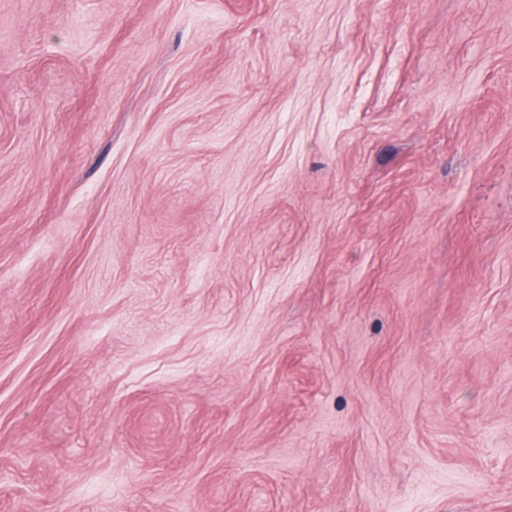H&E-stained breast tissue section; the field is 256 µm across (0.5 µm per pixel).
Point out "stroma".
<instances>
[{
    "instance_id": "35a3bbf8",
    "label": "stroma",
    "mask_w": 512,
    "mask_h": 512,
    "mask_svg": "<svg viewBox=\"0 0 512 512\" xmlns=\"http://www.w3.org/2000/svg\"><path fill=\"white\" fill-rule=\"evenodd\" d=\"M0 512H512V0H0Z\"/></svg>"
}]
</instances>
